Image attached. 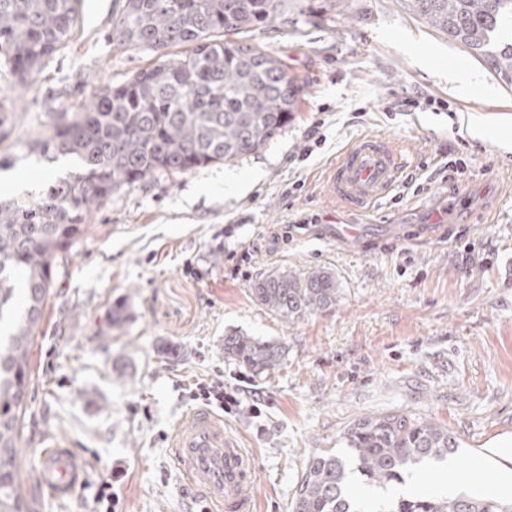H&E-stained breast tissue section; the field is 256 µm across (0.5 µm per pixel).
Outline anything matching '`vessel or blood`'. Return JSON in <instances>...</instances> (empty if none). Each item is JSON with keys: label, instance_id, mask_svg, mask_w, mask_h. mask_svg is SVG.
<instances>
[{"label": "vessel or blood", "instance_id": "1", "mask_svg": "<svg viewBox=\"0 0 512 512\" xmlns=\"http://www.w3.org/2000/svg\"><path fill=\"white\" fill-rule=\"evenodd\" d=\"M403 160L378 137L364 139L349 149L328 177L331 199L361 208L394 188ZM172 446L186 474L187 485L214 501L218 512H257L250 457L240 441L224 429V419L199 407L177 424ZM40 475L50 495L71 497L85 475L83 464L67 448H49L41 455Z\"/></svg>", "mask_w": 512, "mask_h": 512}]
</instances>
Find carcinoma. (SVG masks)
Segmentation results:
<instances>
[{
	"mask_svg": "<svg viewBox=\"0 0 512 512\" xmlns=\"http://www.w3.org/2000/svg\"><path fill=\"white\" fill-rule=\"evenodd\" d=\"M341 0H126L112 40L134 49L185 48L117 85L80 110L51 114L49 129L0 154V170L31 154L64 175L28 202L0 198V512H28L18 480L19 444L29 395L31 352L59 259L87 232L93 210L125 186L255 153L293 121L302 85L279 57L224 39L295 11L333 13ZM80 0H0V70L24 88L44 60L69 42ZM408 11L448 35L512 85V0H404ZM324 270L304 278L272 270L253 284L267 310L297 319L336 305ZM224 355L262 373L280 365L284 346L234 333ZM345 447L306 461L291 512H512V501L467 492L399 495L383 505L356 498L353 485L386 489L414 466L442 462L460 442L431 420L386 414L353 421Z\"/></svg>",
	"mask_w": 512,
	"mask_h": 512,
	"instance_id": "obj_1",
	"label": "carcinoma"
}]
</instances>
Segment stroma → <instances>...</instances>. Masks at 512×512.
<instances>
[{"instance_id":"1","label":"stroma","mask_w":512,"mask_h":512,"mask_svg":"<svg viewBox=\"0 0 512 512\" xmlns=\"http://www.w3.org/2000/svg\"><path fill=\"white\" fill-rule=\"evenodd\" d=\"M124 4L82 0L74 36L9 112L10 141L35 140L51 113L155 61L112 42ZM240 38L299 76L295 119L258 153L134 184L93 211L33 346L24 494L38 512H99L118 466L115 512H208L187 493L171 443L198 406L196 383L220 377L240 401L224 425L252 458L259 512H290L310 455L341 448L355 419L391 413L446 426L460 441L459 488L496 496L512 471L497 448L512 438V86L401 0H350L346 15L294 14ZM409 98L420 108L404 109ZM314 129L320 145L296 160ZM369 136L389 140L405 167L387 197L357 212L328 198L325 176ZM459 151L471 163L449 174ZM59 174L28 158L0 197L31 200ZM247 175V190H229ZM294 210L316 223L274 238ZM271 269L331 272L335 306L295 320L271 313L251 291ZM233 332L284 345L280 367L257 373L225 358ZM56 442L86 470L66 499L38 481Z\"/></svg>"}]
</instances>
